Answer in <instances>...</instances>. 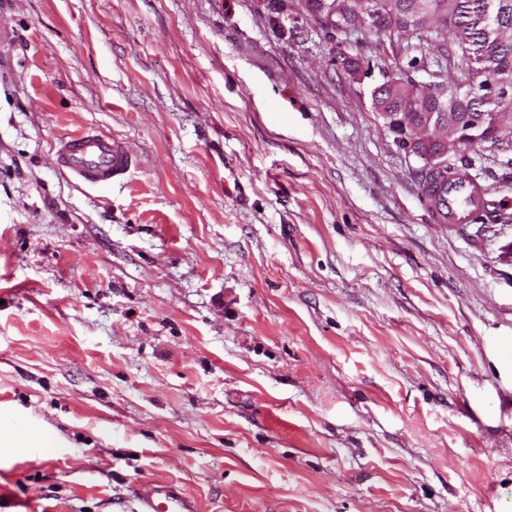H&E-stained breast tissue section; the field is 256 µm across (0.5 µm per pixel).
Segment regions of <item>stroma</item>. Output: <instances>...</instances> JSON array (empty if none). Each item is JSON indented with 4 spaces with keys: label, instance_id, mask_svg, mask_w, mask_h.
I'll return each instance as SVG.
<instances>
[{
    "label": "stroma",
    "instance_id": "1",
    "mask_svg": "<svg viewBox=\"0 0 512 512\" xmlns=\"http://www.w3.org/2000/svg\"><path fill=\"white\" fill-rule=\"evenodd\" d=\"M266 3L0 0V412L56 444L0 512H512V147L464 152L499 220L437 223L371 94L464 82L452 34ZM85 128L124 184L57 167ZM359 30L366 31V32H375V33L388 32L390 36L391 35H397V36L405 35L408 37L411 35L412 32L415 31L414 29H412L411 31H408L405 21L403 19H401L398 15H396L395 19L389 18L388 20L387 19L381 20L379 18V24H375L372 27L371 26H369V27L362 26L361 22H358L357 25L354 23V29L352 31H359ZM56 157L61 168L93 189L122 182L135 167L123 142L91 128L61 137ZM136 512H197L195 501L169 482L150 484L137 496Z\"/></svg>",
    "mask_w": 512,
    "mask_h": 512
}]
</instances>
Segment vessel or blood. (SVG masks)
Masks as SVG:
<instances>
[{
    "label": "vessel or blood",
    "instance_id": "vessel-or-blood-1",
    "mask_svg": "<svg viewBox=\"0 0 512 512\" xmlns=\"http://www.w3.org/2000/svg\"><path fill=\"white\" fill-rule=\"evenodd\" d=\"M56 157L61 168L93 189L122 182L135 166L123 142L91 128L61 137ZM488 195V189L466 173L449 177L448 190L442 195L443 223L468 224L478 215L490 214ZM137 502V512H197L192 497L169 482L150 484Z\"/></svg>",
    "mask_w": 512,
    "mask_h": 512
}]
</instances>
